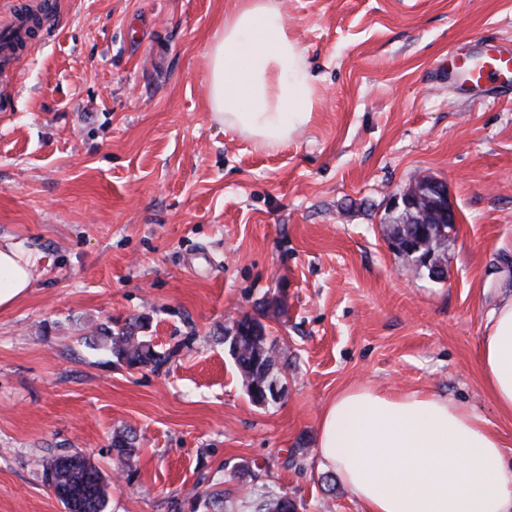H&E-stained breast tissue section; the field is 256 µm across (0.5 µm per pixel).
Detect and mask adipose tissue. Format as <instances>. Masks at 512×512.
<instances>
[{
  "mask_svg": "<svg viewBox=\"0 0 512 512\" xmlns=\"http://www.w3.org/2000/svg\"><path fill=\"white\" fill-rule=\"evenodd\" d=\"M208 106L261 146L310 123L316 85L278 0H237L213 36ZM34 286L18 245L0 243V309ZM485 387L512 418V293L491 310L480 341ZM505 443L478 414L430 393L340 391L322 410L317 456L363 512H512Z\"/></svg>",
  "mask_w": 512,
  "mask_h": 512,
  "instance_id": "adipose-tissue-1",
  "label": "adipose tissue"
}]
</instances>
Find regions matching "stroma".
Returning a JSON list of instances; mask_svg holds the SVG:
<instances>
[{"mask_svg": "<svg viewBox=\"0 0 512 512\" xmlns=\"http://www.w3.org/2000/svg\"><path fill=\"white\" fill-rule=\"evenodd\" d=\"M0 73V241L34 286L0 310V512H64L45 459L107 477L106 512H362L316 457L341 389L427 392L500 432L479 342L512 288V94L438 71L512 46V0H283L317 78L311 122L259 147L208 108V47L236 0H54ZM422 177L458 222L443 280L383 227ZM145 315L168 354L131 368L96 331ZM276 355L277 400L249 397L222 336L243 316ZM137 434L132 477L111 443ZM253 512H295V504L288 499V496L276 497L261 496L253 501Z\"/></svg>", "mask_w": 512, "mask_h": 512, "instance_id": "stroma-1", "label": "stroma"}]
</instances>
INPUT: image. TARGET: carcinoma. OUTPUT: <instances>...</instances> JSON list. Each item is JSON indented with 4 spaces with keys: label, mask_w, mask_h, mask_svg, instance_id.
Instances as JSON below:
<instances>
[{
    "label": "carcinoma",
    "mask_w": 512,
    "mask_h": 512,
    "mask_svg": "<svg viewBox=\"0 0 512 512\" xmlns=\"http://www.w3.org/2000/svg\"><path fill=\"white\" fill-rule=\"evenodd\" d=\"M248 322L258 324L255 318H243L234 325L232 333L224 334V342L228 343L229 354L246 382L248 393L251 394L256 386L266 389L274 386L272 372L276 357L266 347L261 330H256L251 337L240 334V327ZM148 326L149 318L139 316L134 322L121 326L117 331L103 329L99 336L103 337V347L129 367L158 368L172 354L162 355L154 351L148 341L135 335V331L144 330ZM112 448L118 456L122 471L127 476H132L136 436L128 432L118 433L112 438ZM50 463L54 468V477L47 480V483L55 490L62 488L69 492L74 504L71 512H105L109 482L95 465L79 453L59 455L50 460ZM253 512H296V506L286 495L261 496L253 501Z\"/></svg>",
    "instance_id": "obj_1"
}]
</instances>
